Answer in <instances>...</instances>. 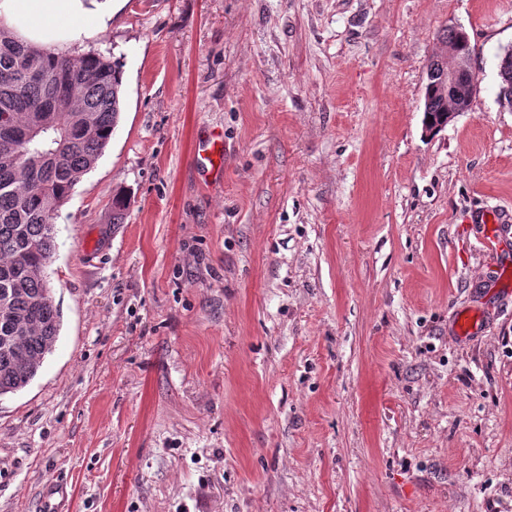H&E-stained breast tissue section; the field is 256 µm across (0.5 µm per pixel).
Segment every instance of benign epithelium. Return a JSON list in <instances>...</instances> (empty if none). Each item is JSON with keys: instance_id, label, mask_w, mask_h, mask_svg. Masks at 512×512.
<instances>
[{"instance_id": "benign-epithelium-1", "label": "benign epithelium", "mask_w": 512, "mask_h": 512, "mask_svg": "<svg viewBox=\"0 0 512 512\" xmlns=\"http://www.w3.org/2000/svg\"><path fill=\"white\" fill-rule=\"evenodd\" d=\"M442 50L432 60V66L427 75L428 89L434 91L449 103V112L440 113V121L433 120L429 112L430 96H425L424 132L427 136L436 135L446 126L448 118L458 112H465L479 89L478 75L471 69L466 54L459 48L448 43V38H440ZM499 74L503 82V93L507 97L501 99V104L512 110V49L502 56Z\"/></svg>"}]
</instances>
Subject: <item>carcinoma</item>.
<instances>
[{"mask_svg":"<svg viewBox=\"0 0 512 512\" xmlns=\"http://www.w3.org/2000/svg\"><path fill=\"white\" fill-rule=\"evenodd\" d=\"M120 87L100 53L72 58L0 28V396L30 384L59 336L54 216L107 147Z\"/></svg>","mask_w":512,"mask_h":512,"instance_id":"cac0c4a2","label":"carcinoma"}]
</instances>
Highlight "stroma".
<instances>
[{"instance_id":"obj_1","label":"stroma","mask_w":512,"mask_h":512,"mask_svg":"<svg viewBox=\"0 0 512 512\" xmlns=\"http://www.w3.org/2000/svg\"><path fill=\"white\" fill-rule=\"evenodd\" d=\"M452 26L479 90L428 138ZM510 47L512 0H123L76 41L120 115L55 219L59 338L0 396V512L58 482L64 512H512V298L471 221L512 212ZM499 74L502 78V82L500 85L499 98L501 95V86L503 85L502 91L504 96L502 95L501 104L504 107H508L512 110V49L508 48L506 53L502 56L499 65ZM505 94H507V98H505ZM223 151L224 146L221 136L213 135L205 140H201L193 157L194 164L203 171L205 169L208 170V166L213 169L217 163H220V166Z\"/></svg>"}]
</instances>
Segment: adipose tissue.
<instances>
[{"label": "adipose tissue", "mask_w": 512, "mask_h": 512, "mask_svg": "<svg viewBox=\"0 0 512 512\" xmlns=\"http://www.w3.org/2000/svg\"><path fill=\"white\" fill-rule=\"evenodd\" d=\"M120 0H0V27L35 47L64 52L105 31Z\"/></svg>", "instance_id": "ef3b65f1"}]
</instances>
